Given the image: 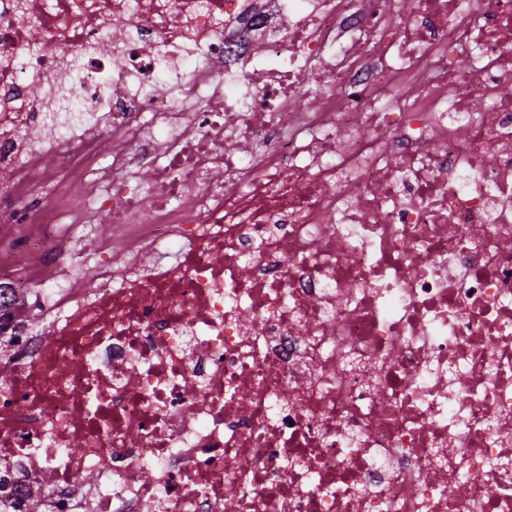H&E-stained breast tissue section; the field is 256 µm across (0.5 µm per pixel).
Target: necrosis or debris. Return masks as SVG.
Segmentation results:
<instances>
[{
  "label": "necrosis or debris",
  "mask_w": 512,
  "mask_h": 512,
  "mask_svg": "<svg viewBox=\"0 0 512 512\" xmlns=\"http://www.w3.org/2000/svg\"><path fill=\"white\" fill-rule=\"evenodd\" d=\"M511 84L512 0H0V512H512Z\"/></svg>",
  "instance_id": "necrosis-or-debris-1"
}]
</instances>
